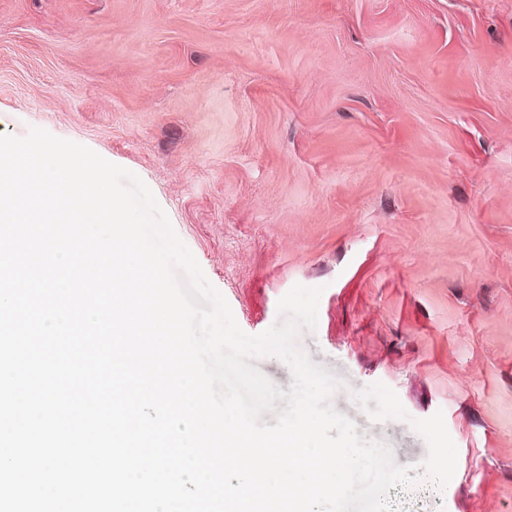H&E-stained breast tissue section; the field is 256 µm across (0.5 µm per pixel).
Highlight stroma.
Wrapping results in <instances>:
<instances>
[{
	"label": "stroma",
	"mask_w": 512,
	"mask_h": 512,
	"mask_svg": "<svg viewBox=\"0 0 512 512\" xmlns=\"http://www.w3.org/2000/svg\"><path fill=\"white\" fill-rule=\"evenodd\" d=\"M32 127L142 179L245 333L321 288L297 345L412 467L392 512H512V0H0V134Z\"/></svg>",
	"instance_id": "stroma-1"
}]
</instances>
